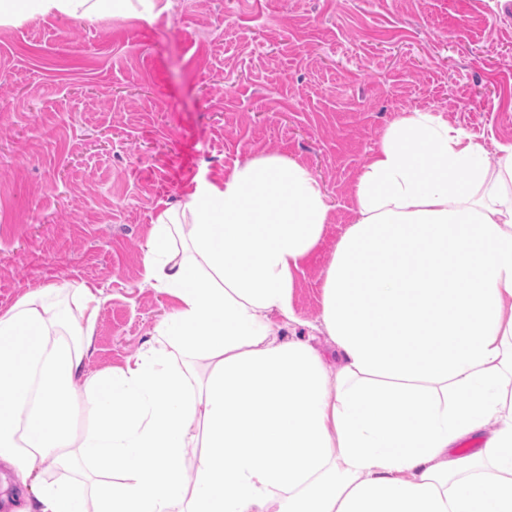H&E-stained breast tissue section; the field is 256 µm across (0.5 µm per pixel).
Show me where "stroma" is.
<instances>
[{
    "instance_id": "obj_1",
    "label": "stroma",
    "mask_w": 512,
    "mask_h": 512,
    "mask_svg": "<svg viewBox=\"0 0 512 512\" xmlns=\"http://www.w3.org/2000/svg\"><path fill=\"white\" fill-rule=\"evenodd\" d=\"M438 112L512 141V0H173L132 18L0 26V310L40 285L106 297L86 369L121 364L170 307L144 279L158 213L277 154L332 214L293 307L321 314L323 271L356 177L388 125Z\"/></svg>"
}]
</instances>
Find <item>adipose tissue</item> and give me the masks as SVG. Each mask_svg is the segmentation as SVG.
I'll use <instances>...</instances> for the list:
<instances>
[{
  "label": "adipose tissue",
  "mask_w": 512,
  "mask_h": 512,
  "mask_svg": "<svg viewBox=\"0 0 512 512\" xmlns=\"http://www.w3.org/2000/svg\"><path fill=\"white\" fill-rule=\"evenodd\" d=\"M170 7L0 0V26L150 24ZM497 149L494 174L485 144L441 114L389 124L324 270L313 329L332 368L280 334L332 207L307 166L275 154L157 215L145 279L172 306L123 365L85 370L96 285L77 286L74 310L47 285L0 311V464L20 512H512V143ZM68 397L94 431L73 432ZM482 434L481 450L456 453ZM78 462L99 479L43 482L46 465Z\"/></svg>",
  "instance_id": "ef3b65f1"
}]
</instances>
